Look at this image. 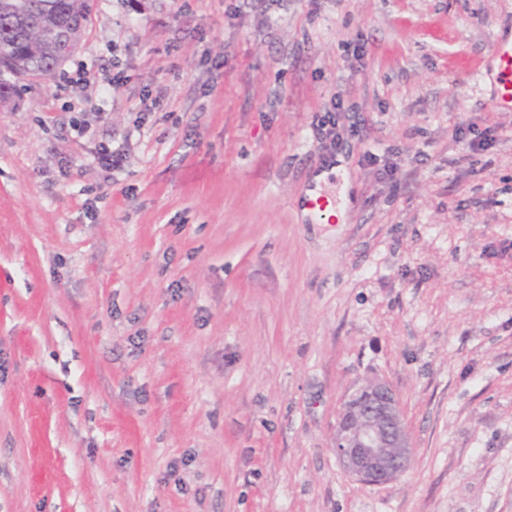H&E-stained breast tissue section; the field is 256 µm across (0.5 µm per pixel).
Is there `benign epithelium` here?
Masks as SVG:
<instances>
[{"label": "benign epithelium", "mask_w": 512, "mask_h": 512, "mask_svg": "<svg viewBox=\"0 0 512 512\" xmlns=\"http://www.w3.org/2000/svg\"><path fill=\"white\" fill-rule=\"evenodd\" d=\"M334 448L344 469L365 485L388 484L410 468L412 449L402 412L387 384L369 382L348 396Z\"/></svg>", "instance_id": "benign-epithelium-1"}]
</instances>
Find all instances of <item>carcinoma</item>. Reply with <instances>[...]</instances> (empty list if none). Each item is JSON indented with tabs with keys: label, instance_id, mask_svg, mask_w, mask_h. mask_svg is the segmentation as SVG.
Here are the masks:
<instances>
[{
	"label": "carcinoma",
	"instance_id": "cac0c4a2",
	"mask_svg": "<svg viewBox=\"0 0 512 512\" xmlns=\"http://www.w3.org/2000/svg\"><path fill=\"white\" fill-rule=\"evenodd\" d=\"M92 0H0V55L16 76L59 67L61 29L71 19L90 20Z\"/></svg>",
	"mask_w": 512,
	"mask_h": 512
}]
</instances>
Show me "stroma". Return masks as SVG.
Instances as JSON below:
<instances>
[{
    "label": "stroma",
    "instance_id": "35a3bbf8",
    "mask_svg": "<svg viewBox=\"0 0 512 512\" xmlns=\"http://www.w3.org/2000/svg\"><path fill=\"white\" fill-rule=\"evenodd\" d=\"M500 37L512 0H94L0 102V512H512ZM373 379L383 486L333 448ZM303 207L315 217L331 223L336 217L337 201L323 192H317L305 198ZM334 448L344 469L365 485L388 484L410 468L412 449L402 412L387 384L368 382L348 396Z\"/></svg>",
    "mask_w": 512,
    "mask_h": 512
}]
</instances>
